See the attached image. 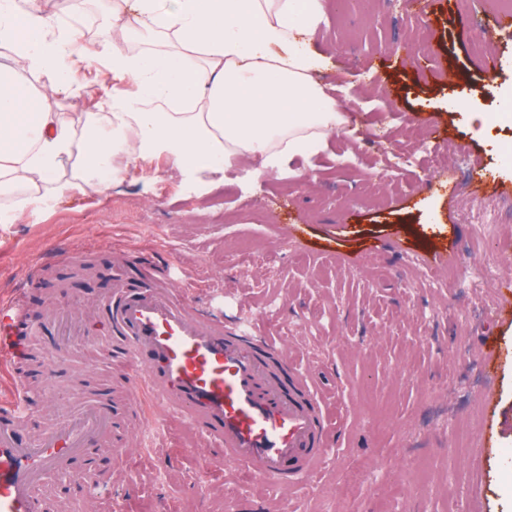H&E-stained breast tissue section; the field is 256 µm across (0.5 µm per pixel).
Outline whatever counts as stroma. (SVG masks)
<instances>
[{"instance_id": "obj_1", "label": "stroma", "mask_w": 512, "mask_h": 512, "mask_svg": "<svg viewBox=\"0 0 512 512\" xmlns=\"http://www.w3.org/2000/svg\"><path fill=\"white\" fill-rule=\"evenodd\" d=\"M85 47L70 67L76 92L47 93L57 112H102L111 92L130 81L100 83L99 60L112 29L95 0L73 23L61 0H40ZM313 40L325 63L315 77L327 94L339 83L374 88L345 98L360 118L355 137L333 133L324 150L255 175L252 160L233 161L223 183L184 182L166 161L131 171L118 186L75 190L42 209L0 225V298L23 293L31 314L62 306L85 321L102 319L112 293L113 248L149 249L168 266L175 288L203 281L199 304L232 317L253 314L263 335L312 369L320 389L341 403L335 452L321 473L291 491L246 474L206 469L204 441L170 421L162 456L139 447L132 430L126 465L139 484L112 483L118 512H512V355L489 357L487 344L512 348V236L489 219L459 221L458 190L477 170L496 181L485 192L512 198V39L490 40L501 66L479 67L478 29H493L496 0H432L430 56L440 77L424 80L399 45L415 22L407 0H381L373 14L321 0ZM479 103L486 121L473 123L458 99ZM435 121L434 149L455 158L434 165L415 150V115ZM486 251L467 268L459 262L474 233ZM383 248L364 255L365 245ZM263 253L271 269L256 276L241 253ZM86 250L93 273L62 264ZM457 269L454 287L437 274ZM52 381L28 378L26 434L72 404L71 387L106 379L101 348L55 361ZM495 415H488L487 405ZM468 423L467 447L453 430ZM208 482L209 495L198 492Z\"/></svg>"}]
</instances>
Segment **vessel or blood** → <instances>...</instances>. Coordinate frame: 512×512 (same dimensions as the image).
Listing matches in <instances>:
<instances>
[{"label": "vessel or blood", "mask_w": 512, "mask_h": 512, "mask_svg": "<svg viewBox=\"0 0 512 512\" xmlns=\"http://www.w3.org/2000/svg\"><path fill=\"white\" fill-rule=\"evenodd\" d=\"M137 280L118 281L104 301L106 339L60 309L46 324L69 351L67 337L105 344L125 378L131 416L149 430L145 447L175 418L213 447L211 463L226 471L292 489L318 473L332 451L331 422L315 376L296 367L281 346L253 323L225 319L223 312L196 308L187 291L168 288L164 272L140 261ZM22 296L0 299V512H89L86 502L54 487L70 477L89 487L112 477L87 465L91 452L115 443L124 422L105 386H90L64 419L38 437L22 439L30 362L23 336Z\"/></svg>", "instance_id": "1"}]
</instances>
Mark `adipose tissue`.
<instances>
[{
  "instance_id": "1",
  "label": "adipose tissue",
  "mask_w": 512,
  "mask_h": 512,
  "mask_svg": "<svg viewBox=\"0 0 512 512\" xmlns=\"http://www.w3.org/2000/svg\"><path fill=\"white\" fill-rule=\"evenodd\" d=\"M321 15V0H114L107 16L116 36L104 56L136 92L74 119L30 112L40 93L27 80L38 74L53 91L74 92L70 35L35 0H0V43L15 52L12 64L0 63V196L13 201L0 224L72 188L122 180L112 164L120 149L134 165L163 158L208 183L223 180L234 158H251L262 172L319 151L347 123L313 76ZM133 35L149 45L163 36L171 47L130 54ZM67 165L70 184L57 179Z\"/></svg>"
}]
</instances>
